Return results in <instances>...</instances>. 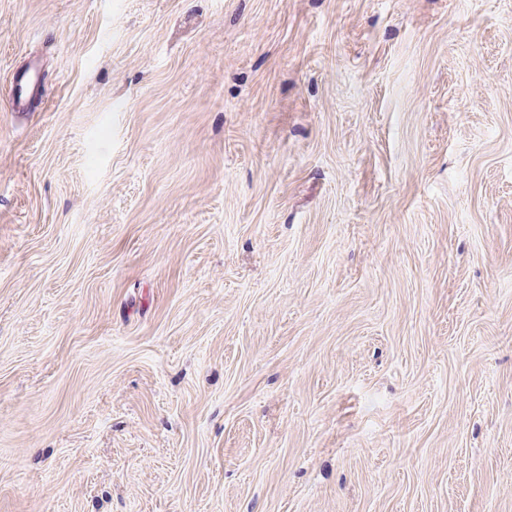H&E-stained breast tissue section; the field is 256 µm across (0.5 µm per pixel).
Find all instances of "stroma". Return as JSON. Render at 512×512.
I'll return each instance as SVG.
<instances>
[{
  "mask_svg": "<svg viewBox=\"0 0 512 512\" xmlns=\"http://www.w3.org/2000/svg\"><path fill=\"white\" fill-rule=\"evenodd\" d=\"M0 512H512V0H0ZM39 66L36 62L21 72L15 81L14 90L19 111L42 112L43 99L37 96L36 86L39 80Z\"/></svg>",
  "mask_w": 512,
  "mask_h": 512,
  "instance_id": "35a3bbf8",
  "label": "stroma"
}]
</instances>
